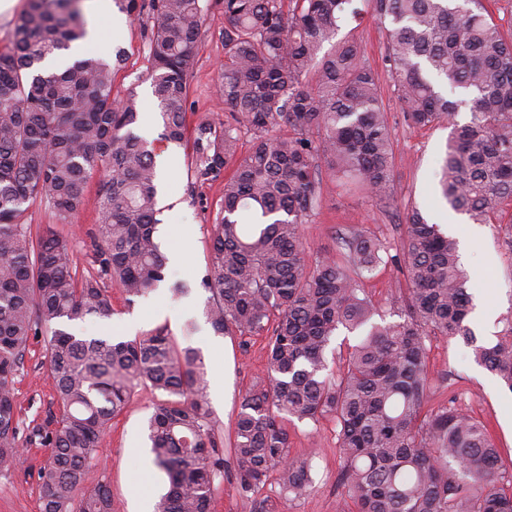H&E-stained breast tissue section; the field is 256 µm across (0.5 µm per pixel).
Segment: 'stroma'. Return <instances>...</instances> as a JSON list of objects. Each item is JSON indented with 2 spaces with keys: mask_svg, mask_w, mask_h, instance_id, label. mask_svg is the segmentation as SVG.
Listing matches in <instances>:
<instances>
[{
  "mask_svg": "<svg viewBox=\"0 0 512 512\" xmlns=\"http://www.w3.org/2000/svg\"><path fill=\"white\" fill-rule=\"evenodd\" d=\"M204 19L198 41L195 65L187 81L189 96L186 112L190 125L203 121L226 120L224 102L218 94L219 68L224 61V11L220 0H203ZM153 26L152 11L128 16L115 13L103 21L101 30L121 49L123 60L112 85V95L125 99L135 95L139 121L136 135L153 148L159 165L173 174L158 192L159 234L165 254L188 248L181 263H169V277L148 296L128 301L122 288L108 284L112 300L109 322H87L86 334H111L120 339L144 336L157 328H167L181 345L198 348L205 360L209 393L215 394L211 407L217 426L225 437L233 435V421L239 398L262 372L266 363L265 336L241 338L214 334L204 310L209 294L200 288L202 276L211 263L212 227L224 192L223 179L199 183L188 168L193 160L191 142L174 144L162 139V122L148 77V41ZM340 37L359 40L362 60L377 72L382 105L393 136V191L378 199L359 191L338 187L328 168H321L322 192L318 206L302 226L303 240L312 254L339 255L343 238L360 229L369 236L397 245L406 235L407 217L420 210L431 222L457 238L461 260L470 270V286L477 308L491 313V321H477L473 329L479 341L496 342L512 330V209H504L496 224H475L467 215L450 213L437 190V174L446 150L450 127H414L404 119V107L385 65L386 39L371 14L365 13L340 32ZM108 179L105 169L91 175L84 203L67 220H60L46 202L30 203L26 212L33 226L52 225L72 243L73 262L79 269L94 266L90 232L99 222V198ZM187 285L186 294L176 296L171 283ZM364 293L381 306L387 321L401 320L406 309L405 278L397 268L378 267L371 278L359 283ZM427 370L431 378L427 406L436 408L448 398L484 422L499 450L500 470L512 472V391L498 378L478 367L471 350L462 341L441 336L432 338ZM19 429L16 443L27 451V460L16 470L0 472V512H40L38 471L46 450L32 444L33 428L57 412L48 377L42 339H34L15 378ZM160 393L138 388L132 402L113 421L103 451V468H91L86 487L107 478L116 512H153L154 504L165 493L168 479L153 463L147 450L146 422ZM289 454L307 460L312 482L295 498L282 497L275 481L251 498L238 491L237 464L227 457L223 482L214 495V512H354L345 505L339 482L341 459L336 448V425L332 418L317 422L291 421Z\"/></svg>",
  "mask_w": 512,
  "mask_h": 512,
  "instance_id": "stroma-1",
  "label": "stroma"
}]
</instances>
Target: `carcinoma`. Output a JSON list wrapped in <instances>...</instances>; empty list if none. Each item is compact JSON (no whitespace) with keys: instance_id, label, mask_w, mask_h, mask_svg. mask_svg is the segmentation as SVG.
Segmentation results:
<instances>
[{"instance_id":"carcinoma-1","label":"carcinoma","mask_w":512,"mask_h":512,"mask_svg":"<svg viewBox=\"0 0 512 512\" xmlns=\"http://www.w3.org/2000/svg\"><path fill=\"white\" fill-rule=\"evenodd\" d=\"M385 32L392 80L409 124L452 126L439 185L446 203L475 224L512 206V37L484 0H366ZM224 63L219 93L230 119L193 130L192 176L218 178L224 194L202 286L205 318L218 335L267 334L264 376L242 396L230 453L242 497L276 475L299 495L311 465L288 454L284 422H336L340 483L357 512H512V473L481 421L454 405L425 409L432 336L460 339L476 364L512 392V336L478 341L473 297L457 240L418 210L391 248L357 230L343 261L314 258L301 227L321 195L325 164L345 184L386 198L392 138L378 79L354 39L336 40L359 9L353 0H222ZM148 74L162 138L187 134V75L194 66L200 0H151ZM76 0H29L0 51V470L20 465L14 377L30 340L44 337L58 413L33 430L47 449L40 512H114L107 480L87 490L111 422L141 385L165 395L148 422L149 452L168 477L155 512H211L224 481L204 357L163 330L139 340L72 332L112 318L103 279L128 301L167 275L156 237L155 156L132 132L136 98H112L114 67L88 53L61 72L48 56L85 39ZM334 51L318 57L323 44ZM317 68L315 81L306 82ZM442 82L469 95L470 121ZM251 135L246 153L242 133ZM109 172L93 236L99 276L77 274L68 239L47 225L32 236L25 204L46 201L65 220L83 205L89 178ZM409 284L407 318L373 321L378 309L358 280L379 265ZM364 330L338 374L326 352L341 330Z\"/></svg>"}]
</instances>
